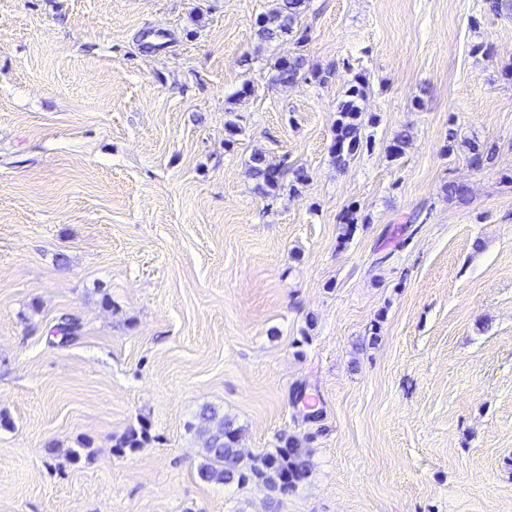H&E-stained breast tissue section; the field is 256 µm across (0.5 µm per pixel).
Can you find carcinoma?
I'll use <instances>...</instances> for the list:
<instances>
[{
	"label": "carcinoma",
	"mask_w": 512,
	"mask_h": 512,
	"mask_svg": "<svg viewBox=\"0 0 512 512\" xmlns=\"http://www.w3.org/2000/svg\"><path fill=\"white\" fill-rule=\"evenodd\" d=\"M305 4L306 0H275L274 6L257 21L256 36L260 44L291 37L297 46H302L308 40L306 30L299 25ZM305 64L306 58L300 52L292 57H280L271 66L272 80L282 84L312 77L320 83L328 82L331 72H309ZM363 92L362 85H352L348 99L339 107L333 157L339 168L352 160L358 148L368 147V141L361 136L363 118L358 105ZM286 173L281 163L262 152L251 157L249 175L255 181V190L264 197L274 196L281 190ZM196 420V432L203 440V462L198 475L207 483L242 485L253 482L263 485L272 497H284L311 471V451L294 436L284 434L279 437L277 448L263 455L249 456L240 447L242 427L234 417L215 406L205 405Z\"/></svg>",
	"instance_id": "cac0c4a2"
}]
</instances>
